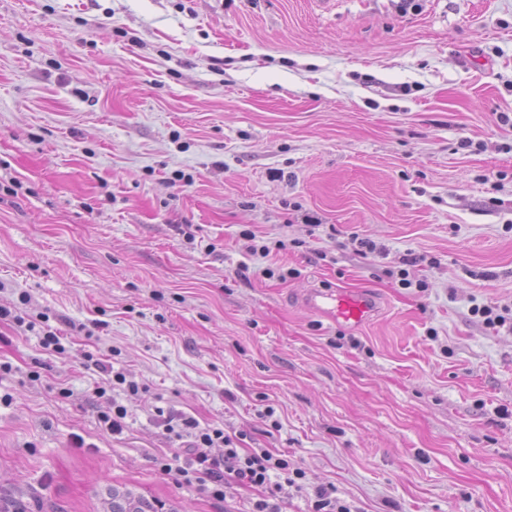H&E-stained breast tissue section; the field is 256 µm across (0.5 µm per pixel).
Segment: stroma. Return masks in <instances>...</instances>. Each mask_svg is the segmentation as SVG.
<instances>
[{
  "mask_svg": "<svg viewBox=\"0 0 512 512\" xmlns=\"http://www.w3.org/2000/svg\"><path fill=\"white\" fill-rule=\"evenodd\" d=\"M415 3L0 0V500L247 512L161 469L162 409L287 455V512H512V328L472 313L512 310V0ZM306 302L323 316L350 325L369 322L376 311L370 296L344 290L314 289L308 294ZM333 488L319 487L314 491L313 512H353L352 506L335 496ZM112 512H156L154 504L132 491L112 488Z\"/></svg>",
  "mask_w": 512,
  "mask_h": 512,
  "instance_id": "obj_1",
  "label": "stroma"
}]
</instances>
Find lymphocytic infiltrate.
Returning <instances> with one entry per match:
<instances>
[{
    "label": "lymphocytic infiltrate",
    "mask_w": 512,
    "mask_h": 512,
    "mask_svg": "<svg viewBox=\"0 0 512 512\" xmlns=\"http://www.w3.org/2000/svg\"><path fill=\"white\" fill-rule=\"evenodd\" d=\"M163 425L185 442L178 452L161 457L164 470L176 472L185 483L221 500L235 484L255 489L258 497L249 512H285L284 489L295 486L303 476L286 457L242 448L238 437L225 434L220 427H200L190 416H167ZM216 446L222 448V455H212Z\"/></svg>",
    "instance_id": "obj_1"
}]
</instances>
